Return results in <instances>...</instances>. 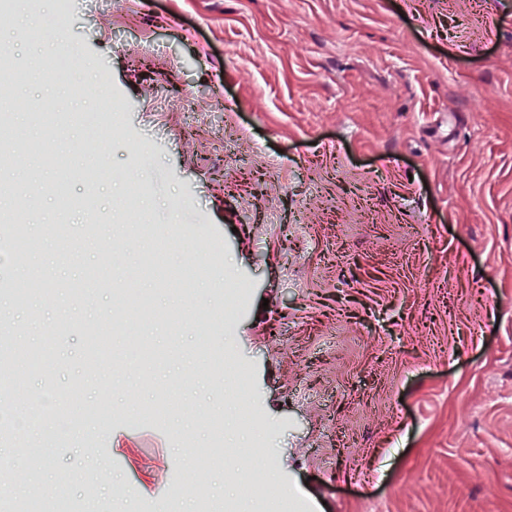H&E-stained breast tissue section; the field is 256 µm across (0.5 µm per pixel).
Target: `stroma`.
<instances>
[{
	"mask_svg": "<svg viewBox=\"0 0 512 512\" xmlns=\"http://www.w3.org/2000/svg\"><path fill=\"white\" fill-rule=\"evenodd\" d=\"M70 2L0 10L30 106L0 168L39 171L51 228L0 280L75 298L46 376L21 357L58 309L0 305L14 373L73 421L23 436L18 474L85 512H512V0ZM60 100L67 145L30 119ZM64 149L110 171L65 215ZM83 224L111 260L61 255ZM224 267L237 296L206 286Z\"/></svg>",
	"mask_w": 512,
	"mask_h": 512,
	"instance_id": "stroma-1",
	"label": "stroma"
}]
</instances>
